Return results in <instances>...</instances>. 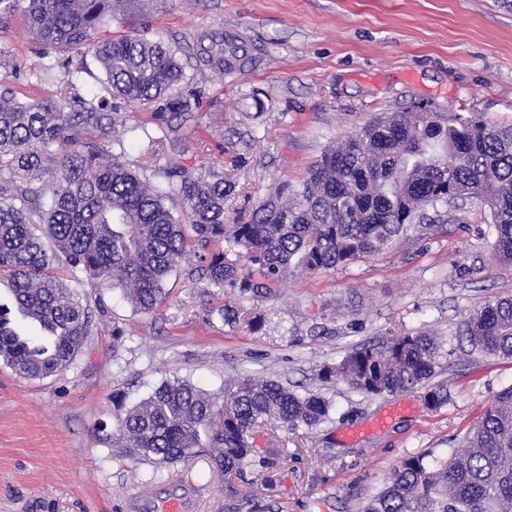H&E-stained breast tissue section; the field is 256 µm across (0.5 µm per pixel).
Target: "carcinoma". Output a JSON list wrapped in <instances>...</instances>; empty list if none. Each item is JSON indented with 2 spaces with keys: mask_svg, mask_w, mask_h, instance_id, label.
Wrapping results in <instances>:
<instances>
[{
  "mask_svg": "<svg viewBox=\"0 0 512 512\" xmlns=\"http://www.w3.org/2000/svg\"><path fill=\"white\" fill-rule=\"evenodd\" d=\"M18 9L43 55H67L57 98L20 102L0 82V288L13 304L0 305V359L20 377L69 369L105 316L102 299L78 296L58 267L93 286L123 289L141 313L165 302L166 281L188 252L198 257L188 276L221 294L260 295L293 267L329 270L378 255L426 208L469 198L489 210L496 260L512 265L511 124H491L479 112L377 117L325 151L293 199L283 201V185L248 221L226 224L232 186L220 162L205 157L193 172L169 163L146 179L122 154H108L104 141L79 137L123 123L120 103L154 104L160 129L167 115L185 113L190 99L177 92L186 80L177 51L139 34L96 37L112 0H0L1 17ZM239 51L226 42L217 52L202 48L200 59L222 69ZM89 55L106 73L90 105L73 92ZM14 308L36 312L53 329L49 352L15 330ZM465 335L474 349L512 360V298L475 309ZM437 347L427 334L363 345L321 369V378L366 395L407 392L435 375ZM427 401L445 406L447 388H430ZM112 407L115 458L155 467L205 456L226 478L251 462L257 419L296 430L325 422L331 409L321 395L252 379L222 397L165 382L131 406L114 395ZM363 512H512V387L484 407L464 446L402 460Z\"/></svg>",
  "mask_w": 512,
  "mask_h": 512,
  "instance_id": "cac0c4a2",
  "label": "carcinoma"
}]
</instances>
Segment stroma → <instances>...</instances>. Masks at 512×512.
Segmentation results:
<instances>
[{"instance_id": "obj_1", "label": "stroma", "mask_w": 512, "mask_h": 512, "mask_svg": "<svg viewBox=\"0 0 512 512\" xmlns=\"http://www.w3.org/2000/svg\"><path fill=\"white\" fill-rule=\"evenodd\" d=\"M105 29L179 48L195 93L191 112L164 133L151 105L126 110L109 135L113 152L146 177L167 160L190 170L203 157L223 161L235 186L229 224L282 184L300 186L324 150L377 114L428 102L512 124V9L498 0H116ZM202 36L240 46L233 72L199 61ZM38 50L21 14L0 24L4 81L19 98L65 87L63 68L45 69ZM494 240L479 200L429 209L379 255L296 269L272 292L238 299L231 326L209 316L221 301L205 281L188 279L191 254L154 312L100 286L108 314L68 370L23 379L0 361V512H124L151 469L113 458V394L131 404L179 380L220 396L244 378L321 394L333 410L294 432L258 419L256 463L233 478L238 498L225 496L204 459L179 464L201 492L200 512H362L403 459L447 455L512 386V360L472 349L464 335L474 309L512 298V265L496 261ZM257 315L264 325L254 332ZM417 333L441 345L432 378L448 388L440 409L428 408L423 388L371 396L318 377L352 349Z\"/></svg>"}]
</instances>
